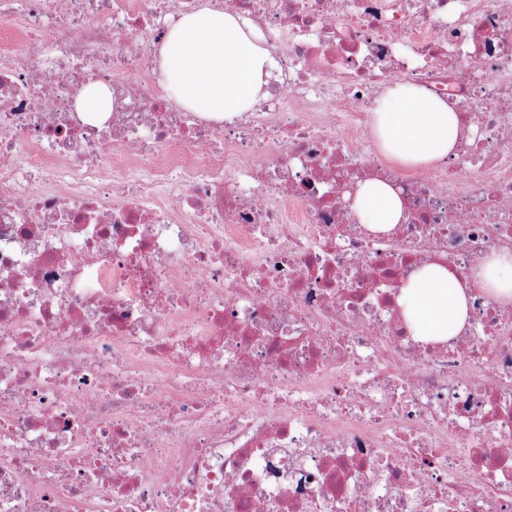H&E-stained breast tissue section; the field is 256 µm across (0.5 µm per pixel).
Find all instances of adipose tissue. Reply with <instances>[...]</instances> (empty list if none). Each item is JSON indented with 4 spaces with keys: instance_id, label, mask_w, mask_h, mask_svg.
I'll return each mask as SVG.
<instances>
[{
    "instance_id": "adipose-tissue-1",
    "label": "adipose tissue",
    "mask_w": 512,
    "mask_h": 512,
    "mask_svg": "<svg viewBox=\"0 0 512 512\" xmlns=\"http://www.w3.org/2000/svg\"><path fill=\"white\" fill-rule=\"evenodd\" d=\"M275 62L260 37L236 16L204 5L171 23L159 49V83L179 106L231 118L267 94ZM372 133L393 164L430 170L457 147L459 120L446 101L411 84L387 89L372 109ZM370 230L391 229L402 203L386 183L363 182L353 201ZM473 284L493 301L512 304V253L490 251L473 272ZM469 288L448 267L428 264L401 288L398 299L414 335H456L468 321Z\"/></svg>"
}]
</instances>
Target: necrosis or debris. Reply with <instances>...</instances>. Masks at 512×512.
Masks as SVG:
<instances>
[{
    "mask_svg": "<svg viewBox=\"0 0 512 512\" xmlns=\"http://www.w3.org/2000/svg\"><path fill=\"white\" fill-rule=\"evenodd\" d=\"M210 2L276 63L229 119L154 77L198 0H0V512H512V307L398 304L512 252V0ZM401 79L459 115L429 176L364 132ZM110 108V93L106 87L97 82L89 83L77 102V110L79 112L88 113L93 116L98 115L97 113L100 112H108ZM360 222L369 230L391 229L402 218V202L389 185L381 181L363 182L353 201ZM469 288L447 266L428 264L402 286L398 302L415 336L448 338L468 322Z\"/></svg>",
    "mask_w": 512,
    "mask_h": 512,
    "instance_id": "1",
    "label": "necrosis or debris"
}]
</instances>
